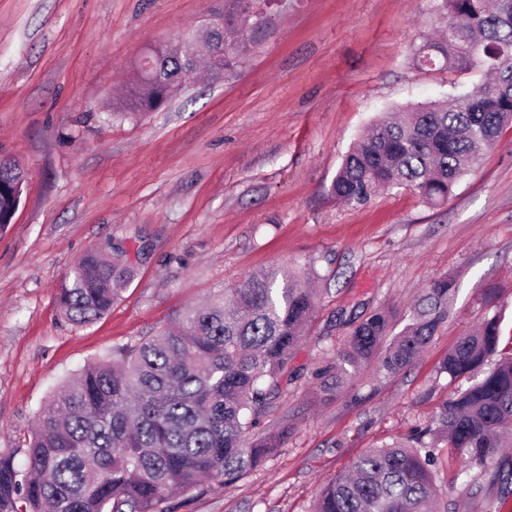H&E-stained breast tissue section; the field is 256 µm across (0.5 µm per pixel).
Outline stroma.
I'll return each mask as SVG.
<instances>
[{"label":"stroma","mask_w":512,"mask_h":512,"mask_svg":"<svg viewBox=\"0 0 512 512\" xmlns=\"http://www.w3.org/2000/svg\"><path fill=\"white\" fill-rule=\"evenodd\" d=\"M439 0H270L264 25L223 76L198 73L158 111L129 119L125 88L142 55L221 11L222 0H0V158L27 170L0 227V453L25 467L40 407L88 363L159 331L183 306L251 274L318 275L293 379L249 432L288 436L237 482L203 481L163 512H309L320 487L368 449L431 424L466 379L440 362L502 291L512 327V127L447 203L409 188L361 206L330 194L344 156L383 113L463 94L476 69H429L416 47L446 22ZM113 246L136 272L103 318L77 325L55 293L79 259ZM457 288L430 348L392 377L364 367L340 392L317 372L346 318L398 316L437 276ZM448 456L438 480L454 512H512V493Z\"/></svg>","instance_id":"1"}]
</instances>
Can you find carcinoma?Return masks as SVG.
Here are the masks:
<instances>
[{
  "label": "carcinoma",
  "instance_id": "1",
  "mask_svg": "<svg viewBox=\"0 0 512 512\" xmlns=\"http://www.w3.org/2000/svg\"><path fill=\"white\" fill-rule=\"evenodd\" d=\"M251 0H224L229 68L243 36L263 19ZM450 29L415 51L423 67L480 68L490 80L476 89L402 110L379 120L344 158L330 186L348 205L366 203L382 187H410L441 203L471 171L502 130L512 125V0H442ZM483 42V56L468 55ZM195 64L168 47L140 61L129 91L131 114L163 107ZM25 171L0 164V225L9 223ZM134 276L133 264L104 249L86 253L56 292L66 319L86 324L104 316ZM313 274L288 269L251 276L204 304L179 311L174 325L118 358L89 364L38 412L27 448V471L0 454V512H158L173 492L205 479L232 483L280 447L288 427L246 444L251 417L265 411L288 379L314 309ZM456 280H432L396 330L394 312L374 309L349 330L334 361L317 372L325 392L336 391L374 363L391 376L430 347L448 321ZM502 320L495 311L448 349L441 370L471 376L498 353ZM454 449L462 471L512 481V355L484 376L452 391L433 423L356 458L326 482L310 512H437L445 491L437 483L444 450Z\"/></svg>",
  "mask_w": 512,
  "mask_h": 512
}]
</instances>
